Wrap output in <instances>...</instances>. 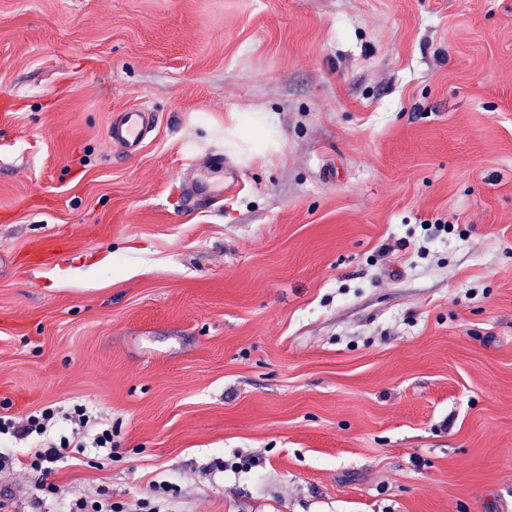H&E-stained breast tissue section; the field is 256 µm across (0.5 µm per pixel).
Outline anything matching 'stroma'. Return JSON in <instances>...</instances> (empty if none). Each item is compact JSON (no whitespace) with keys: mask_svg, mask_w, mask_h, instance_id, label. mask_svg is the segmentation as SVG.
<instances>
[{"mask_svg":"<svg viewBox=\"0 0 512 512\" xmlns=\"http://www.w3.org/2000/svg\"><path fill=\"white\" fill-rule=\"evenodd\" d=\"M78 405L0 512H512V0H0V414ZM153 122V115L147 108L126 109L112 119L107 135L113 146L132 155L143 144ZM66 420L71 425V431L68 436L60 437L59 443H50L48 446H35L39 448H29L28 453L31 468L39 470L44 476V481L40 484L41 490L52 495L57 494V487L52 482H47V479L53 473L57 463L68 458H76L75 455H84L86 448H105L109 450L108 456L111 458L112 448L117 447L116 442L112 438V428L99 429L93 435L92 446H87L85 431L90 418L82 406H75L73 412L66 416ZM69 512H124L123 506L112 503V500L106 495L98 500L87 501L80 498L67 510Z\"/></svg>","mask_w":512,"mask_h":512,"instance_id":"35a3bbf8","label":"stroma"}]
</instances>
